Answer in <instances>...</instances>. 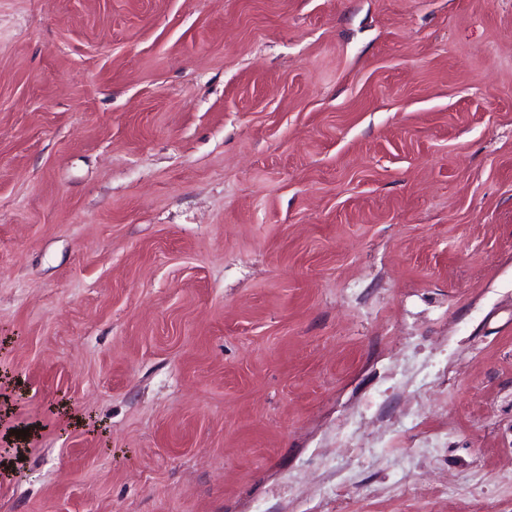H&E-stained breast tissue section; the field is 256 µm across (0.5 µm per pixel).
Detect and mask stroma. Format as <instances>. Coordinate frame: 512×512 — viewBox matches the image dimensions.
Masks as SVG:
<instances>
[{
    "mask_svg": "<svg viewBox=\"0 0 512 512\" xmlns=\"http://www.w3.org/2000/svg\"><path fill=\"white\" fill-rule=\"evenodd\" d=\"M510 458L512 0H0V512H512Z\"/></svg>",
    "mask_w": 512,
    "mask_h": 512,
    "instance_id": "1",
    "label": "stroma"
}]
</instances>
